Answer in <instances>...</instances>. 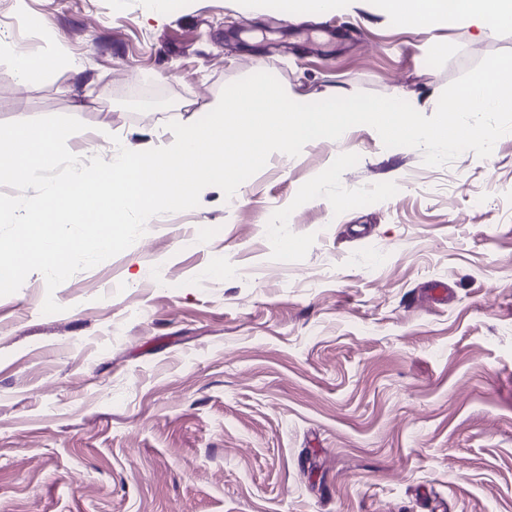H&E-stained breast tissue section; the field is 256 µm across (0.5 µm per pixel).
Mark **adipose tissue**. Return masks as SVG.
I'll return each instance as SVG.
<instances>
[{
  "label": "adipose tissue",
  "mask_w": 512,
  "mask_h": 512,
  "mask_svg": "<svg viewBox=\"0 0 512 512\" xmlns=\"http://www.w3.org/2000/svg\"><path fill=\"white\" fill-rule=\"evenodd\" d=\"M390 18L405 26L448 19H476L482 26L512 25V0H380Z\"/></svg>",
  "instance_id": "adipose-tissue-1"
}]
</instances>
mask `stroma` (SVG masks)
Here are the masks:
<instances>
[{
	"mask_svg": "<svg viewBox=\"0 0 512 512\" xmlns=\"http://www.w3.org/2000/svg\"><path fill=\"white\" fill-rule=\"evenodd\" d=\"M0 42L84 64L23 82L0 53V123L75 117L68 149L105 159L100 131L166 146L260 70L430 116L512 27H407L378 0H0ZM46 294L34 272L0 297V512H512V133L436 167L366 125L274 153L75 273L61 312Z\"/></svg>",
	"mask_w": 512,
	"mask_h": 512,
	"instance_id": "obj_1",
	"label": "stroma"
}]
</instances>
